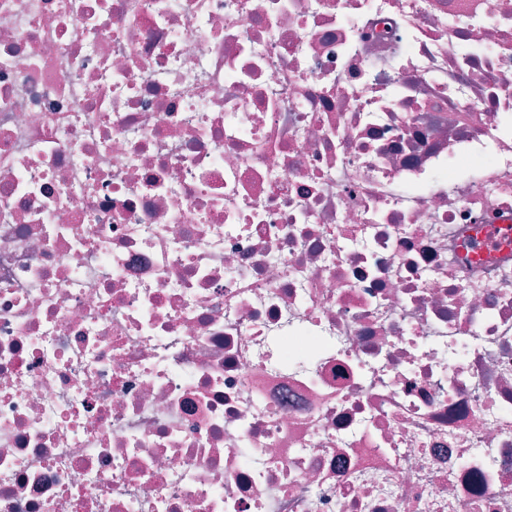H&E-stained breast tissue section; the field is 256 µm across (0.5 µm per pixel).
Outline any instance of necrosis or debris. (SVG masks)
<instances>
[{"label": "necrosis or debris", "mask_w": 512, "mask_h": 512, "mask_svg": "<svg viewBox=\"0 0 512 512\" xmlns=\"http://www.w3.org/2000/svg\"><path fill=\"white\" fill-rule=\"evenodd\" d=\"M487 224L512 0H0V512H512Z\"/></svg>", "instance_id": "obj_1"}]
</instances>
